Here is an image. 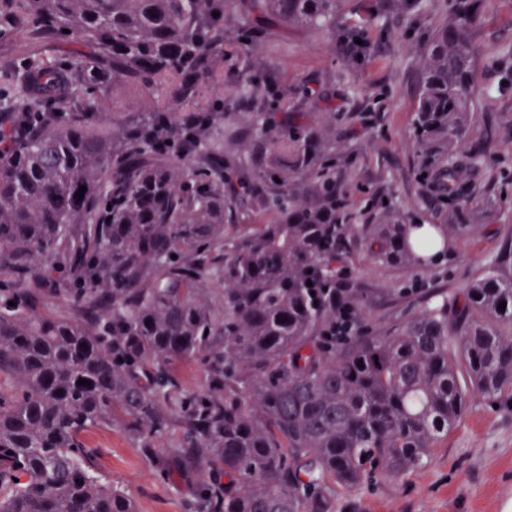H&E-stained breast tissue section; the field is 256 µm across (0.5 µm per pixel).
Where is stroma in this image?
<instances>
[{
	"instance_id": "obj_1",
	"label": "stroma",
	"mask_w": 512,
	"mask_h": 512,
	"mask_svg": "<svg viewBox=\"0 0 512 512\" xmlns=\"http://www.w3.org/2000/svg\"><path fill=\"white\" fill-rule=\"evenodd\" d=\"M374 2L340 0L341 23L334 29L275 28L242 44L228 27L224 38L233 45V63L269 70L308 122H320L328 112L355 113L344 132L342 180L373 193H395L409 207L422 196L409 141L422 59L431 33L449 16L443 0H387L377 16ZM468 35L484 85L472 106L471 140L493 139L503 155H512V83L503 80L512 70V0H482ZM344 36L365 39L369 51L341 58L336 46ZM73 49L70 42L26 36L0 41V66ZM454 248L456 264L422 273L376 266L361 247H352L350 261L373 304L371 324L387 329L401 323L419 311L426 291H457L471 273L511 251L512 211L493 214L482 233L458 240ZM83 441L96 474L129 494L136 512H188L200 472L177 468L160 477L153 453L118 423L90 427ZM336 512H512V405L475 399L427 463L341 493Z\"/></svg>"
}]
</instances>
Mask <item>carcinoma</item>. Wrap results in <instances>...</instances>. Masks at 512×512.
Returning a JSON list of instances; mask_svg holds the SVG:
<instances>
[{
	"instance_id": "1",
	"label": "carcinoma",
	"mask_w": 512,
	"mask_h": 512,
	"mask_svg": "<svg viewBox=\"0 0 512 512\" xmlns=\"http://www.w3.org/2000/svg\"><path fill=\"white\" fill-rule=\"evenodd\" d=\"M337 2L250 0L237 39L258 24L334 28ZM479 8L448 0L428 41L410 134L422 205L406 210L350 206L336 157L350 113L301 121L266 69L236 73L239 113L201 105L226 0H0V40L81 46L3 75L0 512H136L82 441L115 420L145 448L179 429L183 468L210 474L193 512H336L338 491L427 462L475 395L512 402L511 278L492 264L379 332L346 264L355 243L380 266L416 268L437 247L447 260L479 219L512 209V164L470 144ZM122 85L156 104L105 126L99 106ZM233 115L265 152L224 127ZM247 202L271 222L230 245L224 221ZM430 207L444 223L424 224ZM339 301L353 317L340 340Z\"/></svg>"
}]
</instances>
